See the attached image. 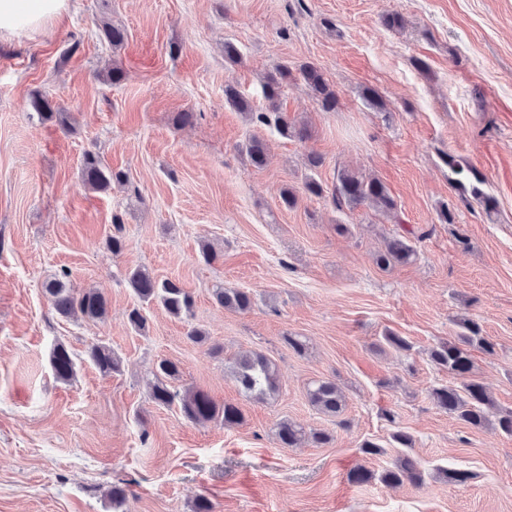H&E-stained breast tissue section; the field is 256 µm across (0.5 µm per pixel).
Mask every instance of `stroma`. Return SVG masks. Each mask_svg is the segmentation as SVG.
I'll return each mask as SVG.
<instances>
[{
	"instance_id": "1",
	"label": "stroma",
	"mask_w": 512,
	"mask_h": 512,
	"mask_svg": "<svg viewBox=\"0 0 512 512\" xmlns=\"http://www.w3.org/2000/svg\"><path fill=\"white\" fill-rule=\"evenodd\" d=\"M394 13L403 28L384 27ZM106 21L126 30L121 46L104 38ZM228 41L241 63L225 61ZM284 61L317 63L339 92L324 112L302 81L284 87L283 113L309 127L302 141L224 103L231 84L265 111L262 80ZM365 87L386 111L363 102ZM36 92L53 96L68 126L27 108ZM181 112L192 121L177 122ZM252 136L267 146L264 167L240 151ZM88 151L126 181L85 186ZM311 152L325 185L346 165L383 181L397 218L339 210L328 195L282 206ZM461 168L481 175L495 214L463 199ZM444 205L454 223L439 221ZM116 214L117 256L105 245ZM398 234L416 260L379 268L377 251ZM206 243L214 262L201 257ZM138 267L178 280L192 318L141 305L126 282ZM61 274L106 296L104 321L55 312L44 284ZM219 286L249 292L252 309L219 305ZM137 306L142 332L128 321ZM463 317L497 345L492 356L472 348L473 378L512 409V0H78L40 32L0 42V512H193L200 495L213 512H512V437L469 428L428 396L463 383L430 359ZM194 327L206 341L188 339ZM388 331L409 354L383 347ZM93 342L112 348L121 372L87 360ZM59 344L76 363L67 382L51 366ZM249 351L278 369L264 402L227 372ZM163 359L181 367L172 388L234 403L243 422L200 425L153 403ZM327 379L346 396L337 416L307 398ZM284 420L331 440L281 447ZM398 430L414 439L424 483L350 482L354 468L378 473L401 455ZM366 440L383 454H363ZM445 468L472 477L450 483ZM115 485L127 490L118 508Z\"/></svg>"
}]
</instances>
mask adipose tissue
I'll return each mask as SVG.
<instances>
[{
    "mask_svg": "<svg viewBox=\"0 0 512 512\" xmlns=\"http://www.w3.org/2000/svg\"><path fill=\"white\" fill-rule=\"evenodd\" d=\"M73 7V0H0V40L38 31Z\"/></svg>",
    "mask_w": 512,
    "mask_h": 512,
    "instance_id": "1",
    "label": "adipose tissue"
}]
</instances>
